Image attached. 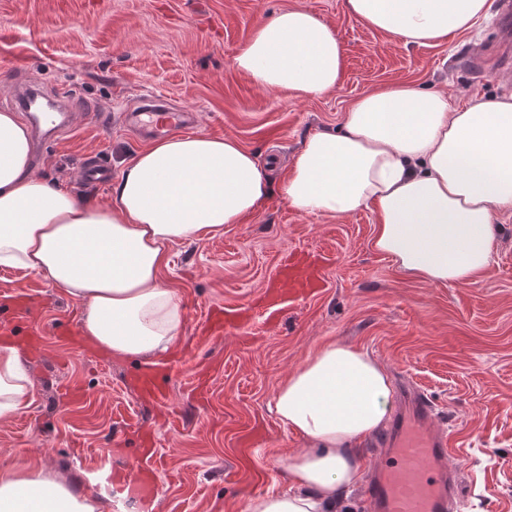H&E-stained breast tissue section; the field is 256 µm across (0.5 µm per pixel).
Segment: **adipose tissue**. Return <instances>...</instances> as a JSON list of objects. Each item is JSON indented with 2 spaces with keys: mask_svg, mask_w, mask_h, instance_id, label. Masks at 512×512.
I'll return each instance as SVG.
<instances>
[{
  "mask_svg": "<svg viewBox=\"0 0 512 512\" xmlns=\"http://www.w3.org/2000/svg\"><path fill=\"white\" fill-rule=\"evenodd\" d=\"M367 26L432 45L486 17L489 0H345ZM342 65L334 31L301 9L260 24L234 59L257 86L314 98ZM28 127L0 112V267L45 276L84 304V335L116 357L167 353L184 310L162 271L169 247L223 232L273 192L300 213L343 216L370 207L374 248L431 284L469 283L494 246V216L512 211V95L454 104L396 84L367 93L339 131L311 135L280 188L231 137L160 139L125 165L110 200L90 203L37 177ZM389 380L367 354L331 343L280 384L278 419L305 438L289 458L295 487L247 500L244 512H328L356 485L358 445L381 426ZM31 384L16 346H0V417L24 411ZM0 512H97L66 478L25 464L0 470Z\"/></svg>",
  "mask_w": 512,
  "mask_h": 512,
  "instance_id": "ef3b65f1",
  "label": "adipose tissue"
}]
</instances>
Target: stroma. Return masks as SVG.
Here are the masks:
<instances>
[{
    "label": "stroma",
    "mask_w": 512,
    "mask_h": 512,
    "mask_svg": "<svg viewBox=\"0 0 512 512\" xmlns=\"http://www.w3.org/2000/svg\"><path fill=\"white\" fill-rule=\"evenodd\" d=\"M446 42L420 46L369 28L345 0H0V111L32 89L54 108L71 106L68 129L32 131L35 173L90 202L81 169L103 158L120 174L146 147L121 113L159 93L196 114V131L232 137L280 184L307 138L339 128L361 95L397 83L448 93L458 103L512 95L493 72L512 56L500 0ZM313 12L343 49L335 87L299 98L256 86L233 65L254 29L281 10ZM377 215H305L272 196L223 233L174 244L164 276L181 298L183 332L172 348L165 405L126 386L144 359L108 358L67 345L60 328L80 323L82 304L43 275L0 268L6 288L28 292V322L44 332L23 353L34 400L0 418V470L32 460L70 479L98 512H241L252 496L285 491V459L305 440L272 411L280 383L307 357L338 342L367 353L392 387L426 391L447 427L466 478L463 512H512V215L495 219L486 271L469 284L433 285L403 273L373 247ZM321 256V284L274 316L258 307L284 260ZM255 309L244 326L197 350L196 332L215 306ZM81 389L73 403L61 385ZM154 431L156 497L142 504L125 474L140 464L139 432Z\"/></svg>",
    "instance_id": "1"
}]
</instances>
